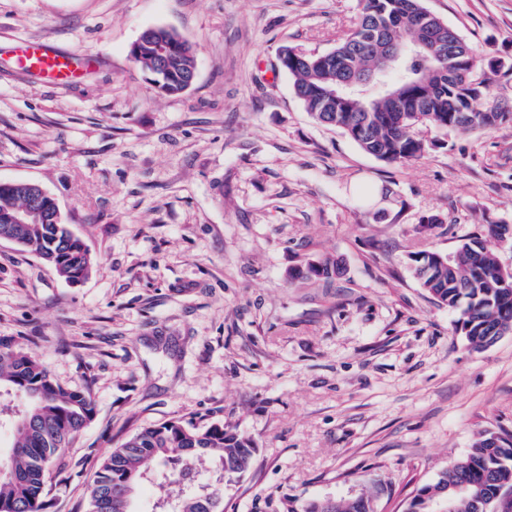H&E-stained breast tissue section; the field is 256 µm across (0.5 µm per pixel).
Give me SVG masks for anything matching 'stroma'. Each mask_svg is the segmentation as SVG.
Returning a JSON list of instances; mask_svg holds the SVG:
<instances>
[{
  "label": "stroma",
  "instance_id": "stroma-1",
  "mask_svg": "<svg viewBox=\"0 0 512 512\" xmlns=\"http://www.w3.org/2000/svg\"><path fill=\"white\" fill-rule=\"evenodd\" d=\"M424 5L479 56L512 57V0ZM360 8L0 0V181L42 186L94 260L72 285L0 241V347L37 355L95 400L66 450L70 483L47 480L45 512H87L113 446L168 420L254 440L227 512L361 494L375 512H405L478 432H512V332L472 350L407 265L410 252L512 226V125L424 129L436 148L389 164L315 124L278 53L332 50ZM153 27L195 49L181 95H158L130 55ZM21 41L95 64L46 84L14 62ZM327 258L341 275H290Z\"/></svg>",
  "mask_w": 512,
  "mask_h": 512
}]
</instances>
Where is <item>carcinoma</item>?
I'll list each match as a JSON object with an SVG mask.
<instances>
[{"instance_id":"cac0c4a2","label":"carcinoma","mask_w":512,"mask_h":512,"mask_svg":"<svg viewBox=\"0 0 512 512\" xmlns=\"http://www.w3.org/2000/svg\"><path fill=\"white\" fill-rule=\"evenodd\" d=\"M428 9L423 0H363L351 30L336 47L312 54L283 49L280 67L293 80L295 96L313 120L342 130L365 153L387 163L423 157L433 143L417 136L421 127L478 132L512 124V105L497 98L493 77L512 74V58H481L464 44L460 55L410 54L400 68L382 59L385 40L415 48ZM154 48L141 52L138 64L155 77L162 96L179 95L196 70L193 47L175 32L151 29ZM346 72H373L381 81L404 88L395 102L373 82L361 93L327 111L321 97ZM453 77H448V73ZM31 204L22 186L0 182V218ZM12 240L54 268L71 284L84 280L92 257L82 241L46 207L40 224H0V238ZM491 238H469L451 253L420 250L408 255L421 288L437 304L457 314L455 332L475 350L493 344L512 326V273L503 271ZM0 419L14 429L12 454L0 459V512H44L46 475L62 473L69 444L94 416L88 389L65 388L34 355L0 349ZM253 440L221 423L198 426L169 420L126 437L103 460L87 489L90 512H134L137 490L145 480L161 491L159 512H224V487L250 469ZM435 500L448 512H512V434L480 432L468 454L421 486L406 512H430ZM298 512H374L365 496L311 501Z\"/></svg>"}]
</instances>
